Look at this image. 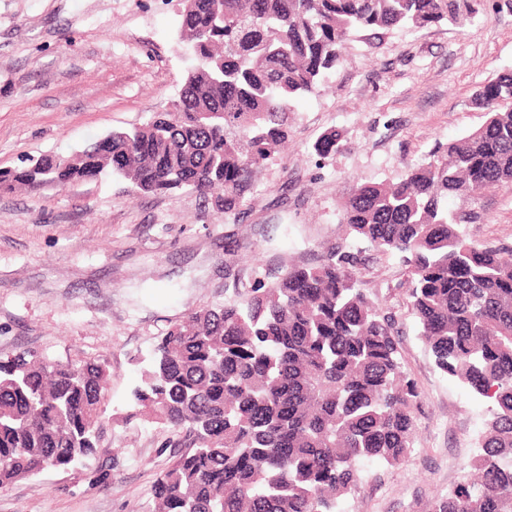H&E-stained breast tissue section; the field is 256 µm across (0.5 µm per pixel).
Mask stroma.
Returning a JSON list of instances; mask_svg holds the SVG:
<instances>
[{
    "label": "stroma",
    "mask_w": 512,
    "mask_h": 512,
    "mask_svg": "<svg viewBox=\"0 0 512 512\" xmlns=\"http://www.w3.org/2000/svg\"><path fill=\"white\" fill-rule=\"evenodd\" d=\"M179 0H0V170L68 157L112 130L172 110L189 62ZM344 64L297 103L288 148L244 215L186 190L132 194L112 180L0 190V358H104L106 427L95 453L0 489V512H148L172 435L136 416L144 361L190 311L247 291L289 263L320 264L350 241L353 183L396 182L439 144L480 126L473 94L512 69V0H481L474 24L348 42ZM344 138L328 157L314 146ZM462 234L512 248V187L450 199ZM360 285L397 319L405 375L420 394L413 443L394 466L366 464L345 512H431L481 454L485 401L441 372L411 311L406 267L374 255Z\"/></svg>",
    "instance_id": "obj_1"
}]
</instances>
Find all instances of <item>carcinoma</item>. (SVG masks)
Returning <instances> with one entry per match:
<instances>
[{
  "instance_id": "cac0c4a2",
  "label": "carcinoma",
  "mask_w": 512,
  "mask_h": 512,
  "mask_svg": "<svg viewBox=\"0 0 512 512\" xmlns=\"http://www.w3.org/2000/svg\"><path fill=\"white\" fill-rule=\"evenodd\" d=\"M190 67L174 110L75 155L0 171L32 191L110 174L136 193L191 190L239 215L288 142L290 113L364 31L465 26L477 0H180ZM485 122L397 183L352 185L351 244L317 266L186 314L152 349L138 412L181 437L150 512H336L368 462L407 454L419 393L398 361L395 320L358 287L365 243L410 274L419 335L443 373L490 400L483 455L432 512H512V258L463 237L448 198L512 185V70L480 86ZM342 134L314 146L326 156ZM99 358L23 350L0 360V488L82 463L103 429Z\"/></svg>"
}]
</instances>
